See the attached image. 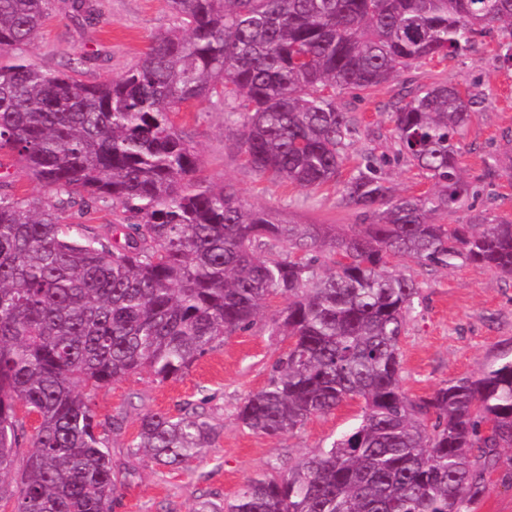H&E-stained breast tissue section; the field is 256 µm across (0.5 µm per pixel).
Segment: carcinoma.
I'll use <instances>...</instances> for the list:
<instances>
[{"instance_id": "1", "label": "carcinoma", "mask_w": 512, "mask_h": 512, "mask_svg": "<svg viewBox=\"0 0 512 512\" xmlns=\"http://www.w3.org/2000/svg\"><path fill=\"white\" fill-rule=\"evenodd\" d=\"M168 5L181 28L121 76L85 83L27 59L55 0H0V151L43 190L35 201L0 192V479L24 434L19 413L35 423L14 512H112L132 471L112 461L124 420L100 416L95 392L141 371L159 383L185 374L273 298L291 344L238 421L278 437L360 399L361 422L192 512H474L487 476L512 469V355L413 398L400 341L421 298L405 269L460 262L512 277L511 217L445 223L473 194L458 139L484 99L437 82L393 104L394 157L430 184L397 196L383 154H360L342 179L368 128L336 98L462 55L483 31L512 63V0ZM66 6L93 20L90 0ZM213 98L252 170L311 191L340 183L364 223L282 224L230 183L192 182L200 158L173 115ZM78 203H110L124 223L110 236L75 224ZM214 438L196 407L150 411L130 453L171 466Z\"/></svg>"}]
</instances>
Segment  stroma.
Instances as JSON below:
<instances>
[{"instance_id": "35a3bbf8", "label": "stroma", "mask_w": 512, "mask_h": 512, "mask_svg": "<svg viewBox=\"0 0 512 512\" xmlns=\"http://www.w3.org/2000/svg\"><path fill=\"white\" fill-rule=\"evenodd\" d=\"M92 2L96 15L87 25L55 9L28 51L30 60L47 70H72L82 80L98 82L124 73L157 34L177 24L167 0ZM495 51L492 35L479 36L462 56L401 70L370 93L347 91L337 100L369 125L368 137L356 143V150L382 154L391 150L390 105L405 90L447 81L488 99L487 109L473 118L459 141L463 174L480 192L451 216L454 224L472 223L484 213L512 215V66L496 63ZM175 122L200 156L201 178L233 183L248 205L266 208L293 224L344 228L360 223L355 209L341 206L340 187L311 192L258 176L228 137L223 103L184 106ZM415 274L422 283V298L407 318L400 344L402 387L411 396L425 397L443 384L498 363L512 350V279L473 264L419 268ZM273 318V310H265L249 330L225 336L181 377L157 383L135 373L97 391L98 413L124 419L121 433L111 438L112 458L136 470L114 512H192L199 499L231 497L268 464L293 466L358 426V401L311 417L300 429L279 437L252 432L237 420V405L265 386L274 360L290 344ZM188 401L201 404L216 427L211 447L178 467L129 457L128 445L144 413L174 415Z\"/></svg>"}]
</instances>
